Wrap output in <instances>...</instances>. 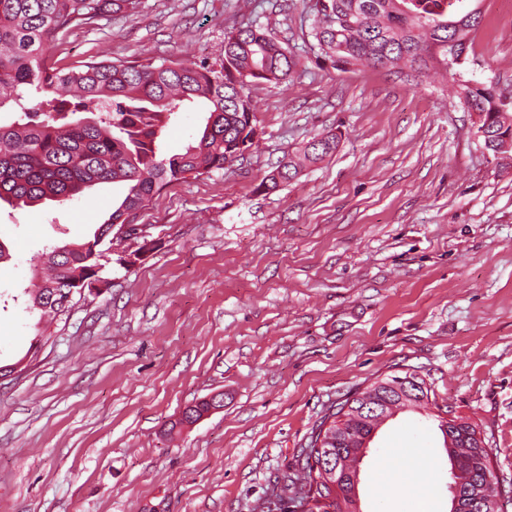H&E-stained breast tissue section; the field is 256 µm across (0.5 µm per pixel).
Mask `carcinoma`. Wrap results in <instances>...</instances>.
Listing matches in <instances>:
<instances>
[{
	"mask_svg": "<svg viewBox=\"0 0 512 512\" xmlns=\"http://www.w3.org/2000/svg\"><path fill=\"white\" fill-rule=\"evenodd\" d=\"M468 0H313L312 36L320 56L338 70L385 68L406 78L462 65L472 49L479 16ZM138 0H0V201L34 206L66 203L92 186L114 182L125 195L93 239L112 234L125 213L140 210L163 186L199 177L243 155L257 136L245 89L255 82L279 83L299 59L266 28L248 23L224 33L220 68L179 59L160 64L90 61L58 68L45 58L48 46L71 28L90 26L104 15L131 12ZM459 98L478 116L476 134L497 159L512 157V101L491 83L460 84ZM188 108L207 114L201 135L183 152L164 156L162 137L172 116ZM339 145L334 134L308 142L262 180L271 191L323 161ZM88 242L53 246L42 253V272L27 291L29 309L60 316L78 284L102 277L101 256ZM373 382L329 408L298 450L295 468L283 474L279 501L299 494L317 512H359L354 495L338 494L320 469L326 449L344 448L342 467L356 474L355 448L372 428L362 411L386 393ZM455 449L457 482H475L487 499L501 496L492 469L493 448L474 438L476 426Z\"/></svg>",
	"mask_w": 512,
	"mask_h": 512,
	"instance_id": "1",
	"label": "carcinoma"
}]
</instances>
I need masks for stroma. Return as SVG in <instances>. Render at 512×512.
Returning a JSON list of instances; mask_svg holds the SVG:
<instances>
[{"mask_svg":"<svg viewBox=\"0 0 512 512\" xmlns=\"http://www.w3.org/2000/svg\"><path fill=\"white\" fill-rule=\"evenodd\" d=\"M481 23L459 77L414 82L320 58L306 0H139L74 28L49 63L109 55L215 65L224 34L267 26L300 61L248 94L257 138L224 169L164 186L126 214L110 288L55 320L14 295L38 252L92 238L124 196L0 205V512H254L326 410L411 369L427 405L397 413L361 464L363 512H449L439 418L478 425L512 488V160L494 158L460 80L512 92V0H471ZM336 152L273 191L262 179L314 137ZM224 405L169 433L188 405Z\"/></svg>","mask_w":512,"mask_h":512,"instance_id":"35a3bbf8","label":"stroma"}]
</instances>
